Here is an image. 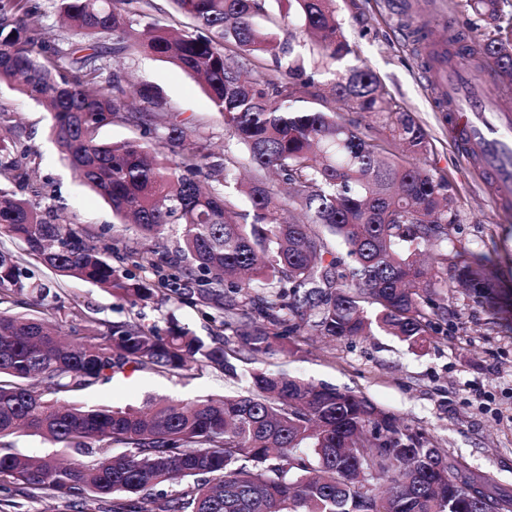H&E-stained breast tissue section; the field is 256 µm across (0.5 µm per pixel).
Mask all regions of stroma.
<instances>
[{"mask_svg":"<svg viewBox=\"0 0 512 512\" xmlns=\"http://www.w3.org/2000/svg\"><path fill=\"white\" fill-rule=\"evenodd\" d=\"M461 0H336V13L352 53L344 61L319 58L298 25L276 27L317 82L331 84L350 65H365L385 91L401 102L427 130L431 151L422 167L448 182L456 222L450 227L456 246L487 263L496 288L478 295L448 276L434 300L447 310L436 330L419 346H410L380 329L353 339L292 337L294 356L276 357L271 367L316 385L348 388L364 394L401 422L429 437L449 457L512 492V209L498 205L489 187L469 168L460 148L448 138V109L438 94L442 73L427 68L421 23L442 27L458 12ZM112 67L132 80L157 88L167 110L182 113L192 140L215 158L233 159L247 173L246 153L225 131L200 83L174 65L141 53L111 58ZM0 106L9 111L12 137L28 150L32 179L43 212L66 209L74 229L103 237L109 258L140 246L131 224L114 223L109 205L76 180L50 133V114L8 85H0ZM58 330L70 335V315L80 311L110 327L137 321L167 331L178 325L209 337L217 312L195 300H154L132 305L89 283L69 279L57 291ZM240 381L222 372H129L99 385L84 400L91 405L143 406L147 398L192 402L240 390ZM0 512H73L67 498L16 489L0 491Z\"/></svg>","mask_w":512,"mask_h":512,"instance_id":"35a3bbf8","label":"stroma"}]
</instances>
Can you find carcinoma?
Wrapping results in <instances>:
<instances>
[{"instance_id":"carcinoma-1","label":"carcinoma","mask_w":512,"mask_h":512,"mask_svg":"<svg viewBox=\"0 0 512 512\" xmlns=\"http://www.w3.org/2000/svg\"><path fill=\"white\" fill-rule=\"evenodd\" d=\"M512 0H466V11L490 31L470 29L474 48H446L445 61L475 69L490 62L495 81L512 84ZM70 39L52 48L40 36L31 0H0V84L46 106L61 158L78 179L130 219L148 240L177 227L182 275L173 259L138 253L148 283L113 265L104 249L57 213L44 218L30 200L0 188V231L56 276L91 283L135 305L162 294H194L236 321L234 343L209 341L186 328L164 333L137 322L100 329L71 313L74 339L63 343L51 320L0 310V438L19 426L47 440L39 458L0 448V490L22 488L70 499L78 512L112 498V512H512V496L448 459L424 434L352 390L317 386L266 367L292 352L288 336H363L372 324L420 345L443 307L430 297L418 257L441 250L456 221L448 182L416 160L431 149L426 130L380 86L366 66H351L326 89L277 34L256 26L267 0H170L190 20L163 26L143 0H52ZM318 53L343 60L350 49L336 0H288ZM112 42V55L147 50L202 82L214 110L247 151L260 175L241 187L250 209L226 192V162L190 140L175 112L152 87L114 69L92 41ZM91 53L82 57L83 50ZM272 58L275 69L244 68ZM379 117L382 133L362 131L330 100ZM141 128L148 141L111 144L101 127ZM401 148L405 160L393 159ZM28 154L0 136V180H28ZM455 276L493 288L483 264L455 251ZM54 284L32 280L22 258L0 248V290L36 295ZM376 311L367 316L366 307ZM288 311L284 329L278 313ZM246 360V393L193 403L150 399L141 407L89 405L78 397L128 369L179 372L207 368L237 377ZM69 455L82 460L64 464ZM182 484L178 495L164 490Z\"/></svg>"}]
</instances>
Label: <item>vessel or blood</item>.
<instances>
[{
	"label": "vessel or blood",
	"mask_w": 512,
	"mask_h": 512,
	"mask_svg": "<svg viewBox=\"0 0 512 512\" xmlns=\"http://www.w3.org/2000/svg\"><path fill=\"white\" fill-rule=\"evenodd\" d=\"M442 70L452 103L449 138L491 182L496 199L512 202V107L484 95L490 72L463 71L450 64Z\"/></svg>",
	"instance_id": "obj_1"
}]
</instances>
